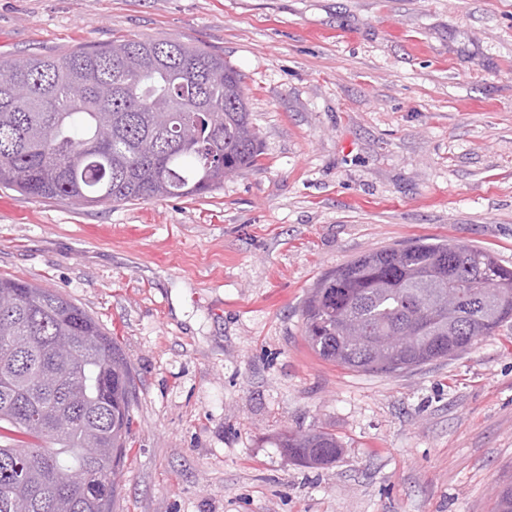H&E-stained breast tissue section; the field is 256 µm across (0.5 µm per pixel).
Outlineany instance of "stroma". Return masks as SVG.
Segmentation results:
<instances>
[{"mask_svg": "<svg viewBox=\"0 0 512 512\" xmlns=\"http://www.w3.org/2000/svg\"><path fill=\"white\" fill-rule=\"evenodd\" d=\"M176 39L244 76L258 166L202 196L0 188V276L116 337L135 389L115 512H496L512 326L397 374L319 359L325 273L435 237L512 268V0H0V59ZM323 429V468L275 445Z\"/></svg>", "mask_w": 512, "mask_h": 512, "instance_id": "35a3bbf8", "label": "stroma"}]
</instances>
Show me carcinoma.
Returning <instances> with one entry per match:
<instances>
[{"instance_id": "obj_1", "label": "carcinoma", "mask_w": 512, "mask_h": 512, "mask_svg": "<svg viewBox=\"0 0 512 512\" xmlns=\"http://www.w3.org/2000/svg\"><path fill=\"white\" fill-rule=\"evenodd\" d=\"M244 78L175 39H114L0 60V185L79 205L201 196L257 165ZM0 512H114L133 379L121 349L63 293L0 277ZM302 317L310 348L352 371L446 359L512 322V269L483 248L416 239L325 274ZM404 333L409 345L384 344ZM326 466L336 435L278 437ZM80 471L87 489L67 476Z\"/></svg>"}]
</instances>
